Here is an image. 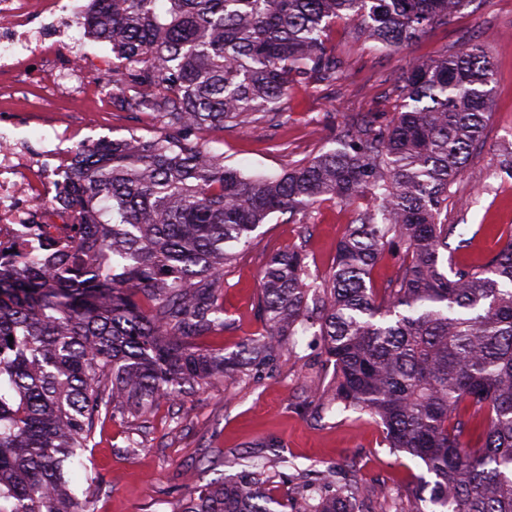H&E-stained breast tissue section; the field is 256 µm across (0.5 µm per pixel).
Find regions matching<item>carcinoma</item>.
I'll use <instances>...</instances> for the list:
<instances>
[{
    "label": "carcinoma",
    "mask_w": 512,
    "mask_h": 512,
    "mask_svg": "<svg viewBox=\"0 0 512 512\" xmlns=\"http://www.w3.org/2000/svg\"><path fill=\"white\" fill-rule=\"evenodd\" d=\"M473 0H92L91 37L112 44V106L159 123L85 152L59 198L87 251L0 267V512H87L98 477L78 466L101 416L150 412L214 381L277 365L298 331L318 329L336 387L322 407L370 414L385 441L432 475L406 483L397 512H512V236L482 265L452 269L448 190L489 119L493 64L478 43L399 77L391 119L343 122L335 147L273 176H247L201 130L279 121L288 91L330 86L343 62L336 21L379 50L400 49ZM368 195L317 280L299 248L261 276L264 332L237 350H201L224 330V267L272 218L305 224L314 205ZM403 253L378 296L372 270ZM13 341H8V336ZM267 467L193 483L179 512H357L358 486L299 477L286 502Z\"/></svg>",
    "instance_id": "carcinoma-1"
}]
</instances>
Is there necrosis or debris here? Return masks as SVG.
I'll list each match as a JSON object with an SVG mask.
<instances>
[{
	"label": "necrosis or debris",
	"instance_id": "obj_1",
	"mask_svg": "<svg viewBox=\"0 0 512 512\" xmlns=\"http://www.w3.org/2000/svg\"><path fill=\"white\" fill-rule=\"evenodd\" d=\"M78 11L76 0H0V75L12 78L9 95L45 75L53 88L89 93L83 70L48 66L55 48L71 41ZM88 143L82 127L63 120L51 123L37 151L10 129L0 130V265L19 270L30 256L77 253L79 226L57 184L73 167L76 148Z\"/></svg>",
	"mask_w": 512,
	"mask_h": 512
}]
</instances>
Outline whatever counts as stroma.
Returning a JSON list of instances; mask_svg holds the SVG:
<instances>
[{"instance_id": "1", "label": "stroma", "mask_w": 512, "mask_h": 512, "mask_svg": "<svg viewBox=\"0 0 512 512\" xmlns=\"http://www.w3.org/2000/svg\"><path fill=\"white\" fill-rule=\"evenodd\" d=\"M354 24L337 21L331 46L348 67L335 85L315 91L295 89L288 100V122L275 128L258 122L247 133L211 131V147L227 164L248 174H277L317 152L343 114L375 112L391 117L396 105L395 80L415 60L453 52L468 41L483 43L494 65L493 94L483 145L463 176L450 188L448 221L458 227L466 247L451 254L453 265L487 261L512 237V177L500 173L499 154L512 146V0H473L462 14L430 29L406 48L377 51L355 39ZM37 105L33 115L18 113L31 144L42 125L69 115L93 124V138L127 136L129 130L150 136L157 123L144 113L119 112L90 96L49 95L30 86ZM361 199L350 205L325 201L315 206L308 225L261 226L251 249L224 270L223 333L203 336V349L233 352L242 339L259 335L257 313L260 274L268 258L289 248L304 250L312 272L327 274L336 246L354 213L370 208ZM336 369L319 336L308 331L294 338L291 354L261 380L230 386L195 387L176 400H160L146 417L120 424L105 421L95 436L92 463L101 490L91 512H178L189 494L187 473L201 483L238 477L257 460L268 441L281 444L285 463L272 467L270 489L278 499L295 497L300 470H335L356 479L362 512H382L384 497L396 494L411 476L426 472L424 463L388 447L381 428L368 414L323 410L311 382L331 388Z\"/></svg>"}]
</instances>
